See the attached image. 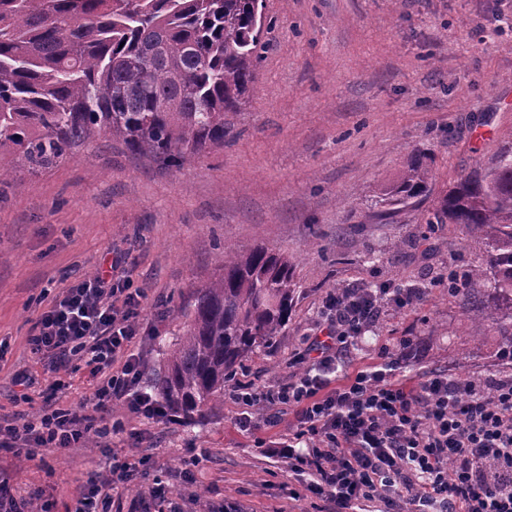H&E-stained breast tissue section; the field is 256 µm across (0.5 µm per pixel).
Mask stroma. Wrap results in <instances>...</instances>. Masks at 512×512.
<instances>
[{
    "instance_id": "stroma-1",
    "label": "stroma",
    "mask_w": 512,
    "mask_h": 512,
    "mask_svg": "<svg viewBox=\"0 0 512 512\" xmlns=\"http://www.w3.org/2000/svg\"><path fill=\"white\" fill-rule=\"evenodd\" d=\"M270 24L245 110L223 147L169 169L100 137L79 156L0 184V414L76 406L92 393L82 362L54 392L49 360L27 344L32 326L64 288L115 267L146 294L134 345L144 375L162 371L182 334L195 289L216 276L225 244L288 253L298 283L282 336L257 348L224 382L282 386L292 357L319 336L322 300L337 288H425L420 305L385 307L349 359L376 362L380 346L414 351L401 373L418 383L446 370L463 378L512 379L498 336L468 341L473 315L439 278L478 258L466 229L434 224L441 197L461 177L512 146V0H263ZM432 170L426 196L389 215L381 205L407 164ZM32 376V386L14 382ZM232 400L201 423L147 420L113 406L93 447L44 448L40 461L0 441V476L64 512L78 482L111 447L159 478L112 493L111 512H307L282 484H301L277 447L293 412L258 435L239 431ZM140 432L135 443L131 432Z\"/></svg>"
}]
</instances>
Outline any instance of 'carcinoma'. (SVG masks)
Returning a JSON list of instances; mask_svg holds the SVG:
<instances>
[{
	"mask_svg": "<svg viewBox=\"0 0 512 512\" xmlns=\"http://www.w3.org/2000/svg\"><path fill=\"white\" fill-rule=\"evenodd\" d=\"M262 27L259 0H0V183L73 159L103 133L177 169L224 145ZM430 181L414 160L383 202L405 207ZM434 219L463 225L483 252L464 275L478 305L469 341L493 331L512 350V146L451 187ZM296 289L287 254L224 245L151 391L188 422L219 408L224 379L284 332Z\"/></svg>",
	"mask_w": 512,
	"mask_h": 512,
	"instance_id": "cac0c4a2",
	"label": "carcinoma"
}]
</instances>
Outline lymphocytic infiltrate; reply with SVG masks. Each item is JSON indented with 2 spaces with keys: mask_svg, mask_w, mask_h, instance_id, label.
<instances>
[{
  "mask_svg": "<svg viewBox=\"0 0 512 512\" xmlns=\"http://www.w3.org/2000/svg\"><path fill=\"white\" fill-rule=\"evenodd\" d=\"M144 292L99 270L65 289L32 327L35 357L89 370L93 397L76 408L40 412L14 424L0 416V437L38 449L85 443L112 402L153 419L166 411L142 385V363L130 347L140 331ZM414 290L372 285L338 289L322 302L325 337L297 353L298 376L278 388H239L237 424L252 434L278 426L287 411L291 469L308 471L317 512H512V380L464 379L448 372L416 385L397 376L401 357L380 347L377 363L346 372L343 355L374 325L383 305L414 307ZM131 463L110 454L91 472L67 512H110V488L128 484Z\"/></svg>",
  "mask_w": 512,
  "mask_h": 512,
  "instance_id": "obj_1",
  "label": "lymphocytic infiltrate"
}]
</instances>
